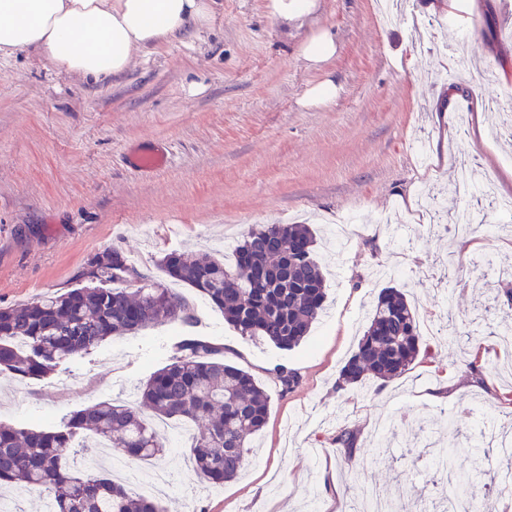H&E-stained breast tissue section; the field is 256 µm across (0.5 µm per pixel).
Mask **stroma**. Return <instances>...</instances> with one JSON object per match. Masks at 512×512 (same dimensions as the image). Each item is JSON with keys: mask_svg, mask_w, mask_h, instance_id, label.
<instances>
[{"mask_svg": "<svg viewBox=\"0 0 512 512\" xmlns=\"http://www.w3.org/2000/svg\"><path fill=\"white\" fill-rule=\"evenodd\" d=\"M316 3L295 28L268 0H217L209 28L146 47L97 81L60 73L37 50L0 58V306L74 287L106 249L138 255L154 274L172 250L231 256L255 224H310L317 233L327 310L293 350L240 336L176 284L195 315L192 333L225 345V359L262 382L271 407L244 472L221 487L194 473L168 431L166 512H344L351 482L332 441L341 418L356 428L362 458L385 417L408 437L445 411L461 430L441 438L459 470L503 465L472 457L463 437L488 418L512 431V353L483 341L496 377L478 378L459 361L470 320L491 300L477 256L492 254L512 273V213L442 198L475 230L450 285L451 233L435 230L438 216L421 201L430 187H452L463 161L512 196V107H495L512 87V0H399L388 22L377 0ZM323 30L336 53L314 69L300 47ZM326 79L335 98L305 105ZM446 91L454 99L444 109ZM146 149L166 150L168 164L132 165ZM386 286L408 291L420 323L449 311L454 324L433 336L434 358L366 398L337 382ZM181 333L162 323L110 339L42 380L0 372V422L52 427L91 400L135 401ZM278 364L299 376L290 393L272 375ZM443 380L455 396L431 399ZM434 455L396 446L361 478L443 512L446 478Z\"/></svg>", "mask_w": 512, "mask_h": 512, "instance_id": "35a3bbf8", "label": "stroma"}]
</instances>
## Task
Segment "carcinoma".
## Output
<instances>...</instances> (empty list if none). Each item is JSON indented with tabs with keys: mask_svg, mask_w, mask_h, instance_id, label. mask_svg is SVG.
<instances>
[{
	"mask_svg": "<svg viewBox=\"0 0 512 512\" xmlns=\"http://www.w3.org/2000/svg\"><path fill=\"white\" fill-rule=\"evenodd\" d=\"M315 241L308 224H256L235 247L231 264L212 254L170 251L158 267L203 295L240 335L290 351L325 310V276ZM494 301L512 310L511 282L496 285ZM192 321L178 293L114 248L88 260L77 287L0 307V371L45 379L61 362L114 336L160 322L189 327ZM428 351L416 306L401 289L385 287L356 350L341 367L342 385L368 396L372 385L402 378ZM274 376L284 392L299 384L297 373L285 366L275 368ZM269 409L264 385L227 361L224 346L185 332L171 362L144 382L135 402L97 401L51 430L0 423V490L38 491L45 495V512H165L162 500L128 493L99 468L75 470V457L90 449L85 438L111 443L128 462H144L164 454L162 437L145 412L188 428L201 421L204 427L190 433L189 457L199 475L222 486L246 466L250 441L266 426ZM334 442L352 462L350 473L357 474L355 429L341 421ZM435 466L455 476L445 485L446 501L476 500L473 472L456 474L448 449H439ZM478 507L489 509L484 500Z\"/></svg>",
	"mask_w": 512,
	"mask_h": 512,
	"instance_id": "1",
	"label": "carcinoma"
}]
</instances>
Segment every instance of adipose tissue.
<instances>
[{
	"instance_id": "adipose-tissue-1",
	"label": "adipose tissue",
	"mask_w": 512,
	"mask_h": 512,
	"mask_svg": "<svg viewBox=\"0 0 512 512\" xmlns=\"http://www.w3.org/2000/svg\"><path fill=\"white\" fill-rule=\"evenodd\" d=\"M214 0H0V56L40 50L65 74L103 79L133 53L207 28Z\"/></svg>"
}]
</instances>
